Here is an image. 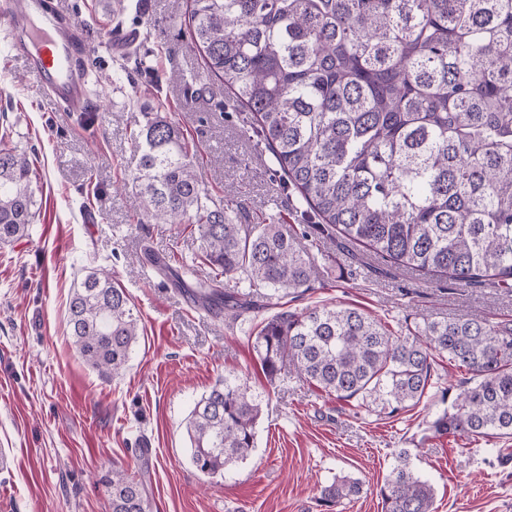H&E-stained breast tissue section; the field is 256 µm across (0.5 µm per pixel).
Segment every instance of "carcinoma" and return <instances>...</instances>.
<instances>
[{
	"label": "carcinoma",
	"instance_id": "cac0c4a2",
	"mask_svg": "<svg viewBox=\"0 0 512 512\" xmlns=\"http://www.w3.org/2000/svg\"><path fill=\"white\" fill-rule=\"evenodd\" d=\"M191 44L319 223L387 263L512 289V0H191ZM134 179L158 223L197 224L210 275L193 296L238 317L261 305L221 287L297 292L320 276L286 224H237L200 187L188 143L150 113L134 135ZM28 154L0 138V244L36 215ZM73 345L101 377L124 375L139 337L127 291L89 271L68 307ZM261 370L285 373L366 412L395 415L438 396L436 358L466 372L432 427L474 440L512 435V320L422 318L394 335L354 306L281 311L253 336ZM453 386L441 390L448 400ZM259 400L229 379L186 420L191 461L216 476L255 448ZM362 492L343 477L328 512ZM111 512H150L143 482L112 466ZM383 512H434L433 486L408 453L378 489Z\"/></svg>",
	"mask_w": 512,
	"mask_h": 512
}]
</instances>
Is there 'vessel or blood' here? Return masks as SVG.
<instances>
[{"label": "vessel or blood", "instance_id": "1", "mask_svg": "<svg viewBox=\"0 0 512 512\" xmlns=\"http://www.w3.org/2000/svg\"><path fill=\"white\" fill-rule=\"evenodd\" d=\"M15 20L24 28V46L46 93L69 111L81 110L87 74L78 67L80 42L43 0H22Z\"/></svg>", "mask_w": 512, "mask_h": 512}]
</instances>
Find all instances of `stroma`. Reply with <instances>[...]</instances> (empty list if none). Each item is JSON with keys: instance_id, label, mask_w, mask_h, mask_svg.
<instances>
[{"instance_id": "stroma-1", "label": "stroma", "mask_w": 512, "mask_h": 512, "mask_svg": "<svg viewBox=\"0 0 512 512\" xmlns=\"http://www.w3.org/2000/svg\"><path fill=\"white\" fill-rule=\"evenodd\" d=\"M122 18L104 0H46L77 25L90 95L66 112L44 92L0 21V133L33 161L37 215L27 238L0 245V512H110L105 479L121 464L146 485L152 512H323L336 478L362 493L343 512H382L378 485L401 449L435 489V512H512V438L438 436L440 398L396 416L357 411L294 374L267 383L252 337L263 316L238 320L199 308L173 283L199 278L197 231L149 217L133 182L132 134L163 105L196 144L195 169L215 203L241 223L291 225L320 277L280 309L357 306L394 332L422 316L512 319V291L435 281L340 246L318 228L249 113L209 79L189 36L190 0H127ZM163 258L168 272L149 265ZM106 269L140 315L125 376L108 381L67 335V304L86 271ZM261 403L256 448L224 475L190 460L186 419L225 375Z\"/></svg>"}]
</instances>
